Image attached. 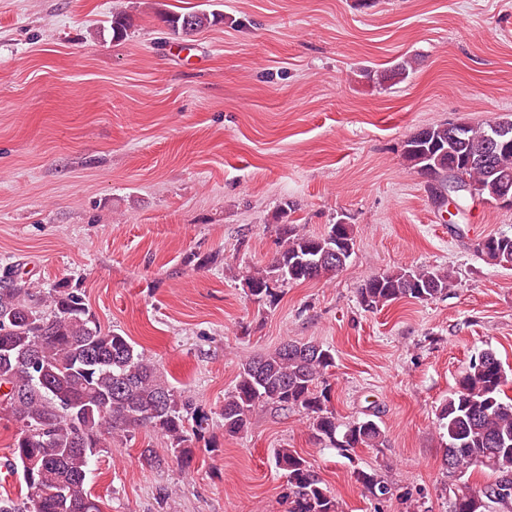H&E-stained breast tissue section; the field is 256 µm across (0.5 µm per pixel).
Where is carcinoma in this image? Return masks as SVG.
I'll return each instance as SVG.
<instances>
[{"label": "carcinoma", "instance_id": "cac0c4a2", "mask_svg": "<svg viewBox=\"0 0 512 512\" xmlns=\"http://www.w3.org/2000/svg\"><path fill=\"white\" fill-rule=\"evenodd\" d=\"M167 34L185 40L202 28L224 21L207 12H160ZM130 26L124 12L112 14V37L123 38ZM512 119L467 125L458 139L448 137V124L423 128L403 145V157L426 171L429 189L439 198L450 180L467 186L455 199L462 211L469 203L512 193V146L499 147L492 167L484 165L493 127ZM465 158L462 170L449 166ZM279 250L272 262L243 278L250 299L272 306L284 284L312 281L331 251L349 258L355 236L350 224L329 225L320 235L279 224ZM476 252L487 263L512 267V236L490 235ZM453 285L450 271L411 268L374 273L358 288L364 309L378 310L402 299L432 301ZM335 364L332 349L311 342L287 341L271 352L244 360L236 384L224 397L220 416L224 433L248 430L253 415L272 407L297 412L312 436L334 448H376L382 430L373 420L342 424L331 407L326 374ZM512 383L490 349L471 359L469 369L441 405L438 428L447 436L444 466L448 476L472 467L491 471L493 479L457 495L451 512H512ZM16 427L9 466L28 490L26 496L0 497V512H102L100 501L85 488L93 457L112 439L149 426L167 436L176 458L191 467V437L206 433L209 417L170 388L157 367L124 336L105 332L91 315L78 290L60 283L47 292L18 277L11 267L0 273V421ZM275 468L285 471L288 512H339L338 502L323 487L311 463L288 448L274 450ZM356 481L375 499L392 495L376 470L359 471Z\"/></svg>", "mask_w": 512, "mask_h": 512}]
</instances>
